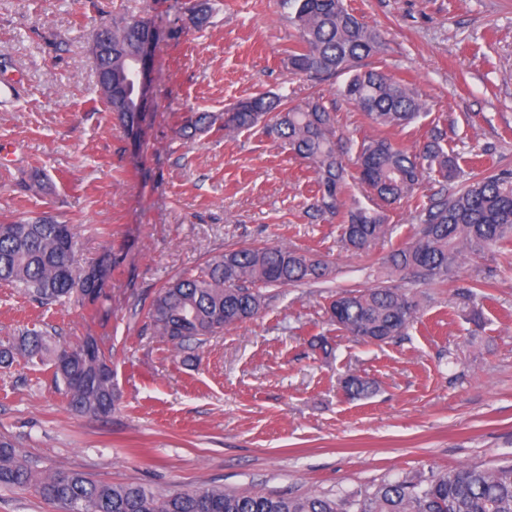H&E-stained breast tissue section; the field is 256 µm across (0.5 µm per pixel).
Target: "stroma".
I'll list each match as a JSON object with an SVG mask.
<instances>
[{"label":"stroma","mask_w":512,"mask_h":512,"mask_svg":"<svg viewBox=\"0 0 512 512\" xmlns=\"http://www.w3.org/2000/svg\"><path fill=\"white\" fill-rule=\"evenodd\" d=\"M201 26L181 0H0V220L53 216L75 224L78 257L111 254L106 300L42 306L0 286V342L24 329L51 343L95 337L120 399L105 418L81 415L47 365L0 367V435L42 469L161 490L261 489L356 495L404 474L512 461V246L469 260L444 283L390 272L416 207L471 174L512 170V0H347L384 38L369 66L413 87L425 104L404 127L381 128L346 103L345 76L292 74L296 33L282 0H206ZM150 16L159 33L138 136L100 99L91 36ZM261 91L336 108L348 149L366 137L403 148L433 126L460 176H423L388 206L390 233L370 254L343 249L340 218L310 210L314 174L261 128L227 137L179 133L183 116L223 112ZM288 244L325 260L324 280L271 289L259 316L205 344L174 350L148 310L159 288L229 249ZM420 312L405 336L356 342L328 322L336 293L383 281ZM481 311V323L470 319ZM326 337L328 351L314 349ZM368 378L349 398L342 381Z\"/></svg>","instance_id":"stroma-1"}]
</instances>
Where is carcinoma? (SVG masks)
Here are the masks:
<instances>
[{"instance_id":"carcinoma-1","label":"carcinoma","mask_w":512,"mask_h":512,"mask_svg":"<svg viewBox=\"0 0 512 512\" xmlns=\"http://www.w3.org/2000/svg\"><path fill=\"white\" fill-rule=\"evenodd\" d=\"M288 22L296 31L288 63L296 74L324 80L349 74L340 90L353 105L382 128L406 126L425 106L419 94L403 81L374 68L365 60L381 52L379 32L362 22L344 0H283ZM152 25L146 16L112 22L107 32L112 57H95L96 74L112 69L123 74L128 50L144 38ZM110 112L132 130V92L122 99L100 91ZM335 113L313 99L291 105L288 99L261 93L240 100L219 114L187 115L181 129L228 135L262 126L269 137L315 174L310 209L319 215L336 214L342 205L346 165L342 139L336 137ZM444 129L434 127L426 142L409 150L381 137L358 143L355 166L369 189L371 206L350 207L340 238L347 250L367 254L389 231L383 206L408 198L426 168L442 181L456 178L457 164L443 151ZM410 240L386 259L395 272L427 283H443L468 258L512 242V178L499 173L474 176L462 189L443 188L420 206ZM77 229L54 217L0 221V282L23 290L41 305L62 304L75 297L94 302L112 273V255L94 265L97 276L76 259ZM328 263L284 245L226 250L212 256L197 273H184L154 298L149 318L154 332L177 349L189 341L205 343L225 328L256 317L265 305L263 288L284 287L329 277ZM329 319L347 335L364 343L383 344L402 335L419 313V303L398 285L346 291L329 305ZM17 358L49 362L62 384L69 405L77 413L106 416L119 400L114 372L96 340L50 347L46 333L24 332L19 340L0 345V364ZM347 394H369V380L352 375L344 381ZM30 488L61 512H512V464L493 469L460 467L428 478L403 476L383 481L357 496L276 495L263 490L227 491L219 487L193 491H161L140 484H110L69 470L41 471L23 458L17 442L0 436V489Z\"/></svg>"}]
</instances>
